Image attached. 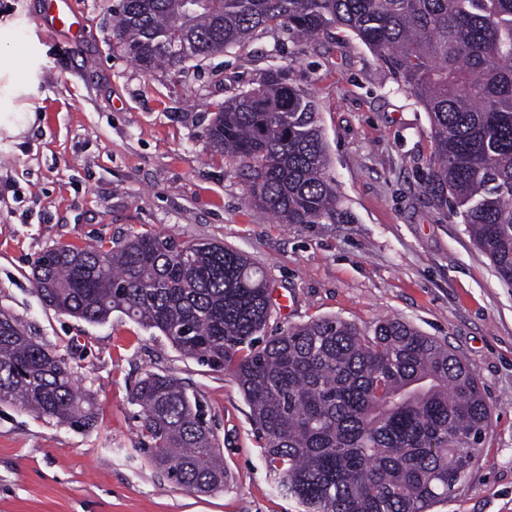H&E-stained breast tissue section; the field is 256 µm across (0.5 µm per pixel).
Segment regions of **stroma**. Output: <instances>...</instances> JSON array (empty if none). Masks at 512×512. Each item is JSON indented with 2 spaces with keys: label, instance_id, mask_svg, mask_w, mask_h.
Here are the masks:
<instances>
[{
  "label": "stroma",
  "instance_id": "obj_1",
  "mask_svg": "<svg viewBox=\"0 0 512 512\" xmlns=\"http://www.w3.org/2000/svg\"><path fill=\"white\" fill-rule=\"evenodd\" d=\"M113 0H74L83 32L53 37L44 0H0L4 49L35 88L20 135L0 131V310L71 366L92 429L0 404V512H302L270 469L234 378L121 313H56L32 267L57 244L134 234L218 242L264 270L266 328L335 316L371 331L399 319L444 342L478 380L492 426L480 459L433 512H512V285L425 191L431 123L350 32L261 33L185 73L144 71L112 40ZM280 68L319 103L342 221L282 224L246 197L242 165L205 131L215 106ZM196 394L228 471L222 491L172 484L142 445L132 393L146 373Z\"/></svg>",
  "mask_w": 512,
  "mask_h": 512
}]
</instances>
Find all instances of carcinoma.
Here are the masks:
<instances>
[{
	"mask_svg": "<svg viewBox=\"0 0 512 512\" xmlns=\"http://www.w3.org/2000/svg\"><path fill=\"white\" fill-rule=\"evenodd\" d=\"M342 28L423 105L433 149L427 189L461 218L512 284V0H118L112 38L145 71L241 44ZM319 105L267 71L216 105L207 139L247 169L248 194L282 224L336 219L339 199ZM54 310L100 323L119 311L183 355L231 373L269 467L304 512H430L475 465L490 409L463 361L398 320L372 332L323 317L265 335L264 272L242 252L164 233L120 245L60 244L33 268ZM0 403L90 429L94 413L68 363L0 311ZM132 403L154 467L175 485L224 489L227 473L198 401L147 374Z\"/></svg>",
	"mask_w": 512,
	"mask_h": 512,
	"instance_id": "cac0c4a2",
	"label": "carcinoma"
}]
</instances>
